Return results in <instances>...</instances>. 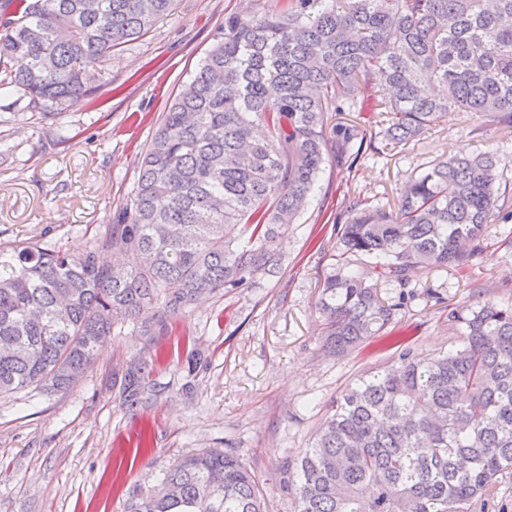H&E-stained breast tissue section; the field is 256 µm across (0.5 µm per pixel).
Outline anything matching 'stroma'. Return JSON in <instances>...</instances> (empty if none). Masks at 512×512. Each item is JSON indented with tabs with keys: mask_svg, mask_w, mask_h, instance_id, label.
<instances>
[{
	"mask_svg": "<svg viewBox=\"0 0 512 512\" xmlns=\"http://www.w3.org/2000/svg\"><path fill=\"white\" fill-rule=\"evenodd\" d=\"M269 5L176 0L171 15L98 69L93 97L35 111L27 96L0 95V250L39 242L78 253L103 235L131 197L162 113L225 16ZM340 123L360 127L361 154L341 167L327 159L275 274L201 297L151 342L132 324L115 326L67 393L0 397V512H124L129 492L150 489L177 457L205 448L239 454L265 486L269 512H288L281 466L308 447L334 399L402 349L428 358L458 348L463 329L449 327V308L512 306V129L452 112L419 139L395 144L372 116L331 112L328 147H335ZM59 130L67 142L57 141ZM485 151L509 162L500 178L507 206L484 252L462 271H414L419 297L392 325L347 357L324 355L316 323L320 283L337 260L353 270L368 262L339 254L337 227L349 203H395L411 178L437 162ZM191 338L208 350L210 366L188 397L182 366ZM148 349L158 355L152 378L163 392L132 413L112 390V371Z\"/></svg>",
	"mask_w": 512,
	"mask_h": 512,
	"instance_id": "1",
	"label": "stroma"
}]
</instances>
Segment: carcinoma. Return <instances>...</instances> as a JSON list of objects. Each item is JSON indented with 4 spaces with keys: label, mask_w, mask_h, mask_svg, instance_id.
Returning a JSON list of instances; mask_svg holds the SVG:
<instances>
[{
    "label": "carcinoma",
    "mask_w": 512,
    "mask_h": 512,
    "mask_svg": "<svg viewBox=\"0 0 512 512\" xmlns=\"http://www.w3.org/2000/svg\"><path fill=\"white\" fill-rule=\"evenodd\" d=\"M175 0H6L0 92L32 105L77 102L97 68L143 37ZM357 83L368 94L350 97ZM278 92L269 96V88ZM460 108L512 128V0H274L224 18L171 100L132 197L108 232L74 254L28 243L0 251V397L74 386L120 322L167 330L203 294L275 272L282 245L325 163L327 112H380V133L408 142ZM355 125L336 128V163ZM502 158L450 157L411 179L390 211L358 201L342 225L343 265L321 285L323 348L344 355L389 325L416 294L422 266L463 268L504 209ZM400 287L384 298L381 283ZM462 348L411 350L334 402L307 448L284 462L290 512H469L512 469V306L448 309ZM153 360L133 357L112 389L136 412L159 393ZM192 348L189 395L207 369ZM125 512H267L239 455L208 449L129 493Z\"/></svg>",
    "instance_id": "1"
}]
</instances>
